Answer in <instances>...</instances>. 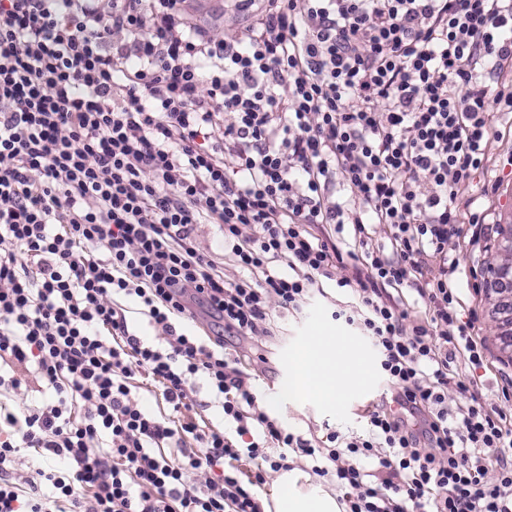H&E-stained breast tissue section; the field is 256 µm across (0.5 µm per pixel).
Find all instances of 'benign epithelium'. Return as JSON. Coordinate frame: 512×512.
<instances>
[{
  "mask_svg": "<svg viewBox=\"0 0 512 512\" xmlns=\"http://www.w3.org/2000/svg\"><path fill=\"white\" fill-rule=\"evenodd\" d=\"M487 277L488 304L498 325L501 350L512 359V213L500 225L496 260L487 270Z\"/></svg>",
  "mask_w": 512,
  "mask_h": 512,
  "instance_id": "1",
  "label": "benign epithelium"
}]
</instances>
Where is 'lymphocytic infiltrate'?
Segmentation results:
<instances>
[{
  "instance_id": "obj_1",
  "label": "lymphocytic infiltrate",
  "mask_w": 512,
  "mask_h": 512,
  "mask_svg": "<svg viewBox=\"0 0 512 512\" xmlns=\"http://www.w3.org/2000/svg\"><path fill=\"white\" fill-rule=\"evenodd\" d=\"M239 2L248 24L216 38L184 0H0V389L52 394L0 413V512H263L255 489L282 461L244 480L230 465L270 443L334 477L344 512H512V423L450 377L483 345L448 253L492 115L512 112V0ZM201 224L221 227L234 278L200 252ZM346 226L361 253L340 277ZM327 281L352 287L334 317L370 340L390 393L365 434L315 443L257 405L227 340L273 336L272 315ZM198 316L208 341L179 328ZM139 372L179 427L138 406ZM199 374L235 437L189 420ZM22 448L67 473L14 482ZM119 305L126 310V318L130 332H134L148 342H157L158 336L154 328L148 323L146 316L141 314L138 304L125 297H115Z\"/></svg>"
}]
</instances>
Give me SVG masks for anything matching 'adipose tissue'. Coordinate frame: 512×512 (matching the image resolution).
<instances>
[{
	"mask_svg": "<svg viewBox=\"0 0 512 512\" xmlns=\"http://www.w3.org/2000/svg\"><path fill=\"white\" fill-rule=\"evenodd\" d=\"M355 363V356L339 341L310 337L291 354L283 393L324 406H338L360 382L353 372ZM301 478V473L294 470L277 473L270 493L272 512H341L336 498L305 487Z\"/></svg>",
	"mask_w": 512,
	"mask_h": 512,
	"instance_id": "1",
	"label": "adipose tissue"
}]
</instances>
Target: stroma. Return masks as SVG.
<instances>
[{
  "label": "stroma",
  "mask_w": 512,
  "mask_h": 512,
  "mask_svg": "<svg viewBox=\"0 0 512 512\" xmlns=\"http://www.w3.org/2000/svg\"><path fill=\"white\" fill-rule=\"evenodd\" d=\"M186 8L198 28L214 35H233L243 25L233 0H188ZM492 122L494 135L487 150L485 167L462 194L472 199L474 210L486 214L489 222L498 225L504 214L512 212V172L505 168L508 158L512 157V114L494 113ZM448 250L457 255L461 263L458 275L461 317L473 321L474 336L481 341L485 352L482 368H472L462 361L458 371L476 384L486 406L512 418V396L502 393L503 388L512 384V359L500 351L486 303V266L494 252V241L471 224L462 223L457 234L449 240ZM349 297V291L326 285L324 293H313L302 313L276 318L274 338L260 336L244 344L250 356L248 372L252 376L257 404L277 417L289 432L306 439H319L330 431L343 436L361 433L365 427L364 407L377 401L388 389L369 342L331 316L334 303ZM318 328L324 329L326 335L344 340L363 367L362 386L336 409L279 396L288 381L289 352ZM190 396L197 405L196 419L202 428L219 429L226 435H234V425L225 421L203 376L193 378Z\"/></svg>",
  "instance_id": "obj_1"
}]
</instances>
